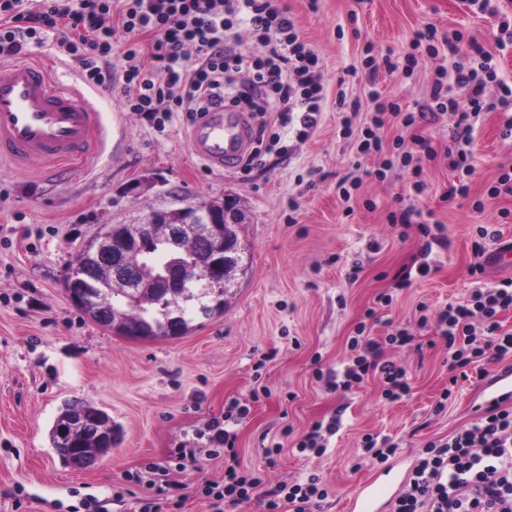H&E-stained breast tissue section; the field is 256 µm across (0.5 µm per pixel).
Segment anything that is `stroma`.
I'll use <instances>...</instances> for the list:
<instances>
[{"mask_svg": "<svg viewBox=\"0 0 512 512\" xmlns=\"http://www.w3.org/2000/svg\"><path fill=\"white\" fill-rule=\"evenodd\" d=\"M300 36L318 54L329 102L307 138L283 137L282 150L259 165L217 171L196 155L183 113L165 130L128 111L120 65L111 87L96 90L108 131L102 150L83 169L58 181L38 165L18 170L0 163V512H215L202 490L223 484L224 458L204 431L224 418L232 399L251 402L236 425L243 470L261 474L252 499L222 512H267L268 492L314 475L328 490L309 512H347L348 502L374 473L358 465L362 439L374 434L398 443L387 462L391 494H398L427 441L473 422V401L492 391L495 370L470 368L450 385L448 356L429 312L467 301L476 283L493 286L512 268L488 261L473 278L476 229H495L512 242V196L491 197L500 165H512V140L501 116L487 113L474 146L475 172L467 198L441 199L454 177L448 167V115L422 123L433 158L423 159V192L410 169L393 165L373 176L380 160L359 159L366 111L343 128L332 104L338 92L366 98V54L409 51L426 23L463 33L461 50L477 41L493 51L503 79L512 82V50L498 51L486 19L462 0H277ZM22 58L55 67L58 79L81 82L80 64L55 34L27 41ZM430 65L379 71L383 96L414 108L428 98ZM358 180L343 194V178ZM206 201L237 197L246 213L238 234L246 251L223 313L195 316L188 334L136 340L118 335L79 311L65 281L86 242L112 224H138L152 210L176 207L184 196ZM421 211L420 224H392L390 212ZM408 286H401V278ZM391 304H380L383 295ZM386 336L410 329L411 350H388L408 372L411 390L390 402L377 378L351 391H328L317 369L341 368L362 320ZM454 393L443 412L434 407L445 387ZM79 399L104 410L118 440L85 469L67 465L49 431L65 402ZM340 417L323 454L298 452L318 421Z\"/></svg>", "mask_w": 512, "mask_h": 512, "instance_id": "35a3bbf8", "label": "stroma"}]
</instances>
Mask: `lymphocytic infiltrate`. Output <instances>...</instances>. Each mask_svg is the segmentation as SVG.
<instances>
[{
    "mask_svg": "<svg viewBox=\"0 0 512 512\" xmlns=\"http://www.w3.org/2000/svg\"><path fill=\"white\" fill-rule=\"evenodd\" d=\"M59 32L62 43L82 64L86 83L112 81L108 58H118L130 111L148 114L158 129L171 122L172 109L184 107L189 122L206 116L210 106L226 102L250 104L260 112H276L282 124L290 113L300 115L298 137H306L323 112L325 94L319 58L304 42L293 19L275 0H0V57L21 53L24 38ZM127 36L120 54H113L116 32ZM149 43H141V36ZM260 45V53H243L244 40ZM460 33L440 34L425 24L415 34L402 61L368 58L370 74L379 70L411 71L436 62L429 102L408 110L371 89L366 101L337 97L340 112L367 110L372 125L358 145L361 155L382 152L377 131L388 119L412 127L428 116L449 114L448 166L461 178L449 182L445 200L467 197V179L475 172L473 151L477 123L487 112L501 115L502 136L512 138V82L502 79L494 53L471 42V55L460 61ZM512 308V278L494 287H476L463 304L448 305L437 315L439 336L450 367L462 370L479 361L498 363L512 357V332L503 330L502 311ZM414 340L408 329L385 337L370 335L358 325L342 370L328 373L331 390L348 391L369 377L382 383L387 401L401 400L410 391L405 368L385 358V348L401 349ZM250 412L232 400L224 421L210 425L209 441L229 452L219 502L250 499L260 477L241 471L234 457L233 430ZM328 492L318 477L279 484L266 503L268 512H307ZM393 512H512V407L496 403L474 422L448 439L428 442L397 496Z\"/></svg>",
    "mask_w": 512,
    "mask_h": 512,
    "instance_id": "f902f5d3",
    "label": "lymphocytic infiltrate"
}]
</instances>
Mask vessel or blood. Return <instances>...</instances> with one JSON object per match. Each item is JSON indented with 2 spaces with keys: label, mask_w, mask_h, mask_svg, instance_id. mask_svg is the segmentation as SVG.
<instances>
[{
  "label": "vessel or blood",
  "mask_w": 512,
  "mask_h": 512,
  "mask_svg": "<svg viewBox=\"0 0 512 512\" xmlns=\"http://www.w3.org/2000/svg\"><path fill=\"white\" fill-rule=\"evenodd\" d=\"M103 115L94 97L78 84L58 82L37 61L0 63V161L16 168L40 162L63 174L65 166L98 153ZM252 139L246 113L233 107L214 108L195 127L191 142L210 168L232 170L247 154ZM386 493L378 476H370L352 497L351 512H377Z\"/></svg>",
  "instance_id": "b4317fda"
}]
</instances>
